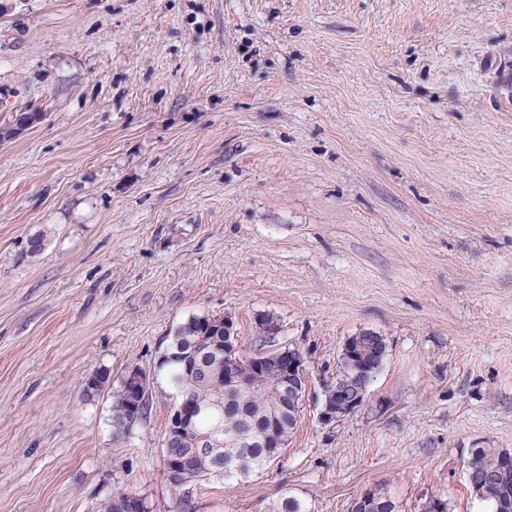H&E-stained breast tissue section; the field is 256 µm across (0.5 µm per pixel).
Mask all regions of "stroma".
Returning a JSON list of instances; mask_svg holds the SVG:
<instances>
[{"label": "stroma", "instance_id": "stroma-1", "mask_svg": "<svg viewBox=\"0 0 512 512\" xmlns=\"http://www.w3.org/2000/svg\"><path fill=\"white\" fill-rule=\"evenodd\" d=\"M512 0H0V512H170L166 338L227 314L307 389L281 458L192 512L289 493L347 512H485L473 449L512 450ZM41 252L28 251L30 238ZM278 322L268 341L263 315ZM383 336L364 407L321 424L348 337ZM140 367L124 435L98 368Z\"/></svg>", "mask_w": 512, "mask_h": 512}]
</instances>
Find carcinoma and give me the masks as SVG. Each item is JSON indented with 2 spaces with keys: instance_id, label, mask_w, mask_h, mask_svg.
Masks as SVG:
<instances>
[{
  "instance_id": "cac0c4a2",
  "label": "carcinoma",
  "mask_w": 512,
  "mask_h": 512,
  "mask_svg": "<svg viewBox=\"0 0 512 512\" xmlns=\"http://www.w3.org/2000/svg\"><path fill=\"white\" fill-rule=\"evenodd\" d=\"M193 316L177 326L167 344L171 357L161 365L173 389L182 391L189 401L195 403L200 412L196 420L202 432L223 428V446L217 455L206 456L195 461L186 475L169 482L172 497V512H190L188 490L200 480L208 479V473L221 465L228 466L224 479H241L256 475L271 465L280 455L277 448L261 447V434L265 426L253 428L243 422L237 414L222 412L211 406L224 394L219 381H204L188 377L182 368L183 353L195 340L196 321ZM232 398L252 408L264 420H277L279 437L288 440V432L296 431L300 407L292 411L283 409L284 398L280 396L277 378L272 374H256L251 377L248 388L232 395ZM125 411L121 391L112 393V425L115 433H124L120 420ZM508 452L496 448H475L465 464V470L475 471L474 481L469 483L471 492L490 506V512H512V464L502 465ZM263 512H309L306 502L295 496L282 494L267 504Z\"/></svg>"
}]
</instances>
